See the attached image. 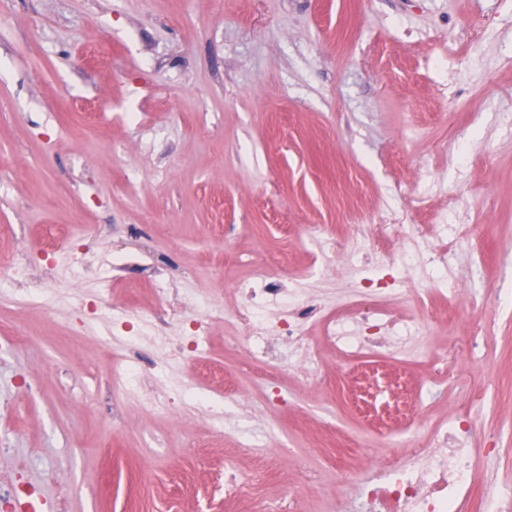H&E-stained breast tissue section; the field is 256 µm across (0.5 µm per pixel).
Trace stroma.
I'll return each instance as SVG.
<instances>
[{"label": "stroma", "mask_w": 512, "mask_h": 512, "mask_svg": "<svg viewBox=\"0 0 512 512\" xmlns=\"http://www.w3.org/2000/svg\"><path fill=\"white\" fill-rule=\"evenodd\" d=\"M471 216L457 254L461 304L422 324L411 433L348 421L356 367L246 365L234 287L273 253L309 264L305 224L417 232ZM29 254L54 302L0 290V496L25 484L45 512H332L338 430L397 459L435 422L477 421L474 465L512 492V0H0V248ZM94 256L75 277L70 251ZM144 264L113 267L118 255ZM355 263L306 286L345 300ZM165 294H157L158 285ZM493 289L476 318L470 295ZM153 314L121 327L109 298ZM211 323L202 358L191 323ZM143 393L191 382L231 404L211 430L193 402L170 414L116 397L113 354ZM34 379L28 394L22 382ZM255 447L239 445L238 427ZM270 465L225 500L224 461Z\"/></svg>", "instance_id": "35a3bbf8"}]
</instances>
